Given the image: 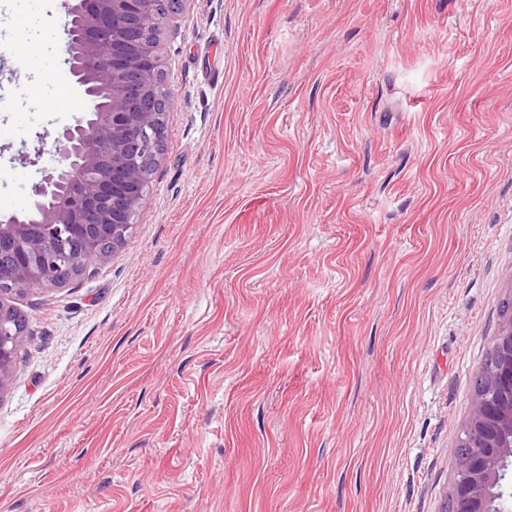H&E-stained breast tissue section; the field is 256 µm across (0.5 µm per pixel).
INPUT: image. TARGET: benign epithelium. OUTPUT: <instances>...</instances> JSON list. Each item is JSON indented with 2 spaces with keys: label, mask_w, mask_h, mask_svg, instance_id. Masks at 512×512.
Returning a JSON list of instances; mask_svg holds the SVG:
<instances>
[{
  "label": "benign epithelium",
  "mask_w": 512,
  "mask_h": 512,
  "mask_svg": "<svg viewBox=\"0 0 512 512\" xmlns=\"http://www.w3.org/2000/svg\"><path fill=\"white\" fill-rule=\"evenodd\" d=\"M183 0H75L68 7L71 33L65 64L90 107L58 137V164L35 185L34 220L0 221V295L58 286L64 275L86 271L71 242L87 258H107L126 242L145 199L148 173L162 155L167 110L160 34ZM0 301V395L7 391L14 359L26 334L7 324ZM497 344L503 361L480 371L485 390L512 388V320ZM462 455L450 496L453 512H505L501 481L512 460V402L495 406L475 396L461 434Z\"/></svg>",
  "instance_id": "1"
}]
</instances>
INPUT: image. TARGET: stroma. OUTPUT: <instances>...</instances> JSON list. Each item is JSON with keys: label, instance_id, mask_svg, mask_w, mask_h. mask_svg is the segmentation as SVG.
<instances>
[{"label": "stroma", "instance_id": "stroma-1", "mask_svg": "<svg viewBox=\"0 0 512 512\" xmlns=\"http://www.w3.org/2000/svg\"><path fill=\"white\" fill-rule=\"evenodd\" d=\"M70 3L0 0V220L80 118ZM177 20L132 235L8 298L0 512H443L512 297V0Z\"/></svg>", "mask_w": 512, "mask_h": 512}]
</instances>
